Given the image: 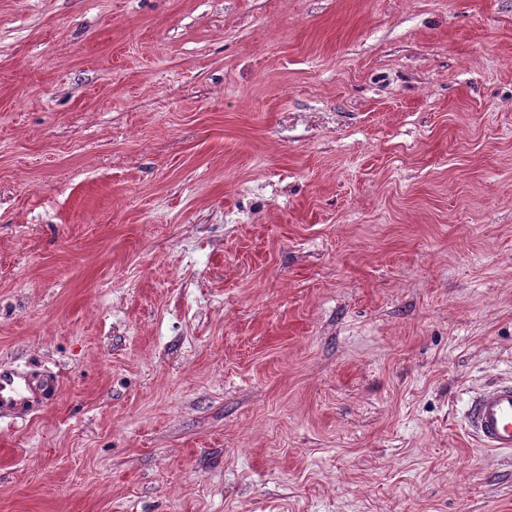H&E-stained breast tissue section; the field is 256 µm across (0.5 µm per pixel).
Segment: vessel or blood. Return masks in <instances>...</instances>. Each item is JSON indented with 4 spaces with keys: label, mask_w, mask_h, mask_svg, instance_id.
I'll return each mask as SVG.
<instances>
[{
    "label": "vessel or blood",
    "mask_w": 512,
    "mask_h": 512,
    "mask_svg": "<svg viewBox=\"0 0 512 512\" xmlns=\"http://www.w3.org/2000/svg\"><path fill=\"white\" fill-rule=\"evenodd\" d=\"M53 380L31 381L15 368L0 366V410L20 414L47 399ZM466 425L480 447L512 450V381L490 384L472 396L465 409Z\"/></svg>",
    "instance_id": "obj_1"
}]
</instances>
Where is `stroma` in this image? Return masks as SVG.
Wrapping results in <instances>:
<instances>
[{
    "mask_svg": "<svg viewBox=\"0 0 512 512\" xmlns=\"http://www.w3.org/2000/svg\"><path fill=\"white\" fill-rule=\"evenodd\" d=\"M0 512H512V0H0ZM55 389L52 379L34 383L22 372L0 366V410L20 414L30 406L48 399ZM466 425L481 448L512 450V381L490 384L472 396L465 409Z\"/></svg>",
    "mask_w": 512,
    "mask_h": 512,
    "instance_id": "1",
    "label": "stroma"
}]
</instances>
